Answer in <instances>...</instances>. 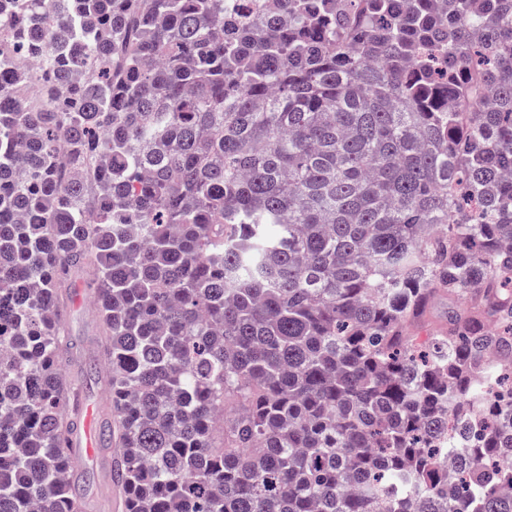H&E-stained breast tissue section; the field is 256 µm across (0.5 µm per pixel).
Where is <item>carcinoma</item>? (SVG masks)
Masks as SVG:
<instances>
[{"label":"carcinoma","instance_id":"1","mask_svg":"<svg viewBox=\"0 0 512 512\" xmlns=\"http://www.w3.org/2000/svg\"><path fill=\"white\" fill-rule=\"evenodd\" d=\"M89 267L126 512H512V0H0V512ZM468 305L457 298L448 297V294L439 297L433 304L428 318L412 329L415 336H430L442 324L448 323V315L452 313H464Z\"/></svg>","mask_w":512,"mask_h":512}]
</instances>
